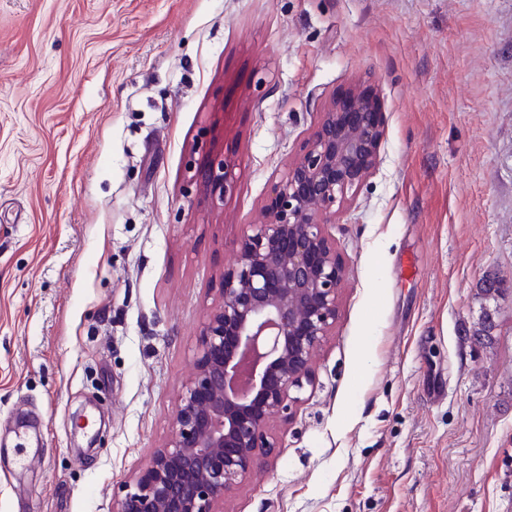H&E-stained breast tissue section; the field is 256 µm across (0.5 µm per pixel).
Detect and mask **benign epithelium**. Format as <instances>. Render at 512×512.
I'll return each instance as SVG.
<instances>
[{
  "instance_id": "benign-epithelium-1",
  "label": "benign epithelium",
  "mask_w": 512,
  "mask_h": 512,
  "mask_svg": "<svg viewBox=\"0 0 512 512\" xmlns=\"http://www.w3.org/2000/svg\"><path fill=\"white\" fill-rule=\"evenodd\" d=\"M384 135L367 88L323 107L224 269L170 438L117 512H224L226 493L266 464L275 448L269 429L291 414V392L312 382L314 352L336 324L347 270L327 226L375 170ZM206 178L221 202L235 168L215 159Z\"/></svg>"
}]
</instances>
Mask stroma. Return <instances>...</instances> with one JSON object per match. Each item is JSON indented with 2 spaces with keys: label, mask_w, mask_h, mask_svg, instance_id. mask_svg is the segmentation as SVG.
I'll return each instance as SVG.
<instances>
[{
  "label": "stroma",
  "mask_w": 512,
  "mask_h": 512,
  "mask_svg": "<svg viewBox=\"0 0 512 512\" xmlns=\"http://www.w3.org/2000/svg\"><path fill=\"white\" fill-rule=\"evenodd\" d=\"M354 84L385 136L327 227L336 326L224 512H512V0H0V512H115L238 242ZM206 178L210 183L217 202H223L225 195L230 193L236 182V173L225 159H214L210 165Z\"/></svg>",
  "instance_id": "35a3bbf8"
}]
</instances>
